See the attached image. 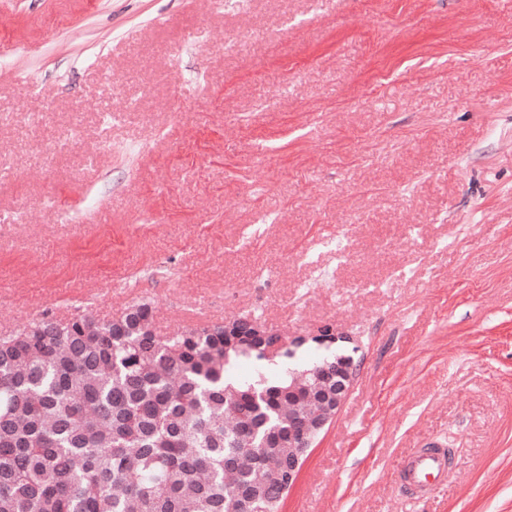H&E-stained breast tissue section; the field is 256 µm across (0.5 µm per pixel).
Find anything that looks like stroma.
Wrapping results in <instances>:
<instances>
[{"label": "stroma", "mask_w": 512, "mask_h": 512, "mask_svg": "<svg viewBox=\"0 0 512 512\" xmlns=\"http://www.w3.org/2000/svg\"><path fill=\"white\" fill-rule=\"evenodd\" d=\"M0 157V328L255 315L360 363L284 512H512V0H0ZM402 474L415 493L426 495L448 475L446 455L441 451L416 448L406 458Z\"/></svg>", "instance_id": "1"}]
</instances>
